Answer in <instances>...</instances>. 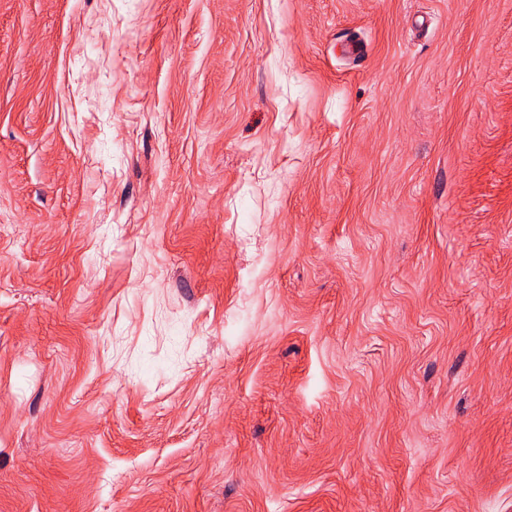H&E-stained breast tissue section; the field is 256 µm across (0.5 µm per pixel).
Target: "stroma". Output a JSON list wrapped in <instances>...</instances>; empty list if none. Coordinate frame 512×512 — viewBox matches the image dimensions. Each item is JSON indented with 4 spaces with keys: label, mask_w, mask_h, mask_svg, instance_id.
<instances>
[{
    "label": "stroma",
    "mask_w": 512,
    "mask_h": 512,
    "mask_svg": "<svg viewBox=\"0 0 512 512\" xmlns=\"http://www.w3.org/2000/svg\"><path fill=\"white\" fill-rule=\"evenodd\" d=\"M0 512H512V0H0Z\"/></svg>",
    "instance_id": "stroma-1"
}]
</instances>
